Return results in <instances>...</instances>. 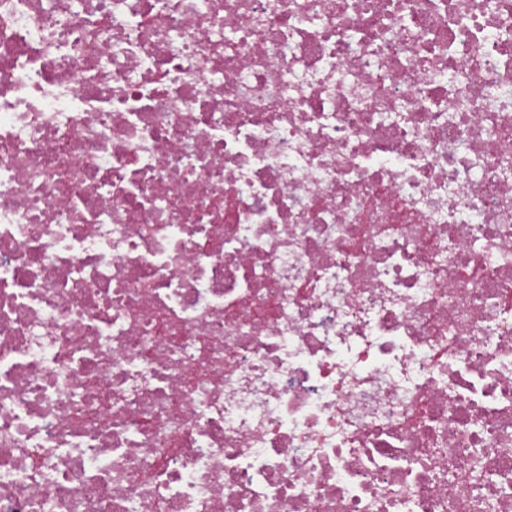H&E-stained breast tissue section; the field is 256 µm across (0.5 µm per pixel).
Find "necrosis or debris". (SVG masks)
<instances>
[{
  "mask_svg": "<svg viewBox=\"0 0 512 512\" xmlns=\"http://www.w3.org/2000/svg\"><path fill=\"white\" fill-rule=\"evenodd\" d=\"M0 512H512V0H0Z\"/></svg>",
  "mask_w": 512,
  "mask_h": 512,
  "instance_id": "obj_1",
  "label": "necrosis or debris"
}]
</instances>
